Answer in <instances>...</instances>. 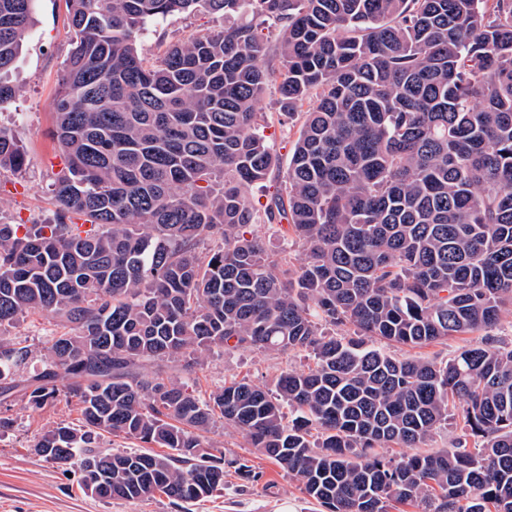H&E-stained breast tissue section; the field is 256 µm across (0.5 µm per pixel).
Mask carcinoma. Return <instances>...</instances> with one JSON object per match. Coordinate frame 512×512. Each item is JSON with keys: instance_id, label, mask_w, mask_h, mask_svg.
<instances>
[{"instance_id": "1", "label": "carcinoma", "mask_w": 512, "mask_h": 512, "mask_svg": "<svg viewBox=\"0 0 512 512\" xmlns=\"http://www.w3.org/2000/svg\"><path fill=\"white\" fill-rule=\"evenodd\" d=\"M36 0H0V108ZM72 49L52 138L63 157L47 224L0 222V330L31 312L63 323L41 369L0 336V397L59 396L84 428L34 452L101 499L196 503L224 489L215 418L302 483L324 512H512V0H65ZM203 10L224 29L148 59L152 18ZM280 26L281 108L300 120L283 193L248 191L279 169L259 134L267 44ZM312 107L302 110L309 99ZM25 152L0 126V171ZM283 233L273 253L244 228ZM304 259L294 263L288 234ZM416 347L483 330L446 362L398 359L336 334ZM303 351L275 392L246 381L208 398L144 370L190 371L214 347ZM64 382V388L58 382ZM460 405L452 447L415 448ZM123 435L160 455L102 446ZM471 438L483 441L475 452Z\"/></svg>"}]
</instances>
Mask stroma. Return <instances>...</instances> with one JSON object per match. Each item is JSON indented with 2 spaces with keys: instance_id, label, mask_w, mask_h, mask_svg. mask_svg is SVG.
<instances>
[{
  "instance_id": "stroma-1",
  "label": "stroma",
  "mask_w": 512,
  "mask_h": 512,
  "mask_svg": "<svg viewBox=\"0 0 512 512\" xmlns=\"http://www.w3.org/2000/svg\"><path fill=\"white\" fill-rule=\"evenodd\" d=\"M221 18L197 11L148 24L140 47L153 56L160 42L184 41L220 28ZM71 49L64 0H37L35 23L27 34L16 63L13 82L15 99L0 109V125L10 127L22 141L26 164L21 172L0 173V220L20 224L51 216L55 210L51 183L61 167L55 144L48 135L59 91V77ZM272 76L261 109L268 115L264 135L282 160H289L298 136L299 120L280 110L279 60H271ZM59 322L32 313L1 335L30 345V370L43 359L47 336L58 331ZM310 364L306 353L259 352L220 349L206 354L200 365L187 375L189 386L199 396H208L224 383L247 380L274 390L277 377L288 369L304 370ZM13 428L0 436V512H319L306 496L301 483L271 459L252 448L245 436L216 420L207 434L209 442L221 448L226 458L248 460L258 477L253 481L228 475L224 488L199 504L182 509L157 495L139 501L101 499L85 492L79 471L68 472L35 454L40 435L58 423L79 424L75 403L58 400L54 405L34 409L25 399L13 402Z\"/></svg>"
}]
</instances>
